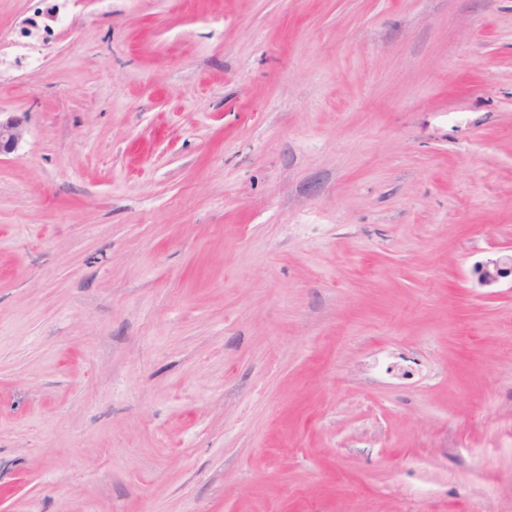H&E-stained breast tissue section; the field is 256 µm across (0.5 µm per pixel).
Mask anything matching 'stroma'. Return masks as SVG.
<instances>
[{
	"label": "stroma",
	"instance_id": "stroma-1",
	"mask_svg": "<svg viewBox=\"0 0 512 512\" xmlns=\"http://www.w3.org/2000/svg\"><path fill=\"white\" fill-rule=\"evenodd\" d=\"M0 512H512V0H0ZM2 114L3 113L1 112L0 156L2 154H11L15 152L23 136L20 120L16 117H9L6 120H2ZM508 251L510 254H502L477 265L475 271L479 286L493 287L509 277L512 282V246Z\"/></svg>",
	"mask_w": 512,
	"mask_h": 512
}]
</instances>
